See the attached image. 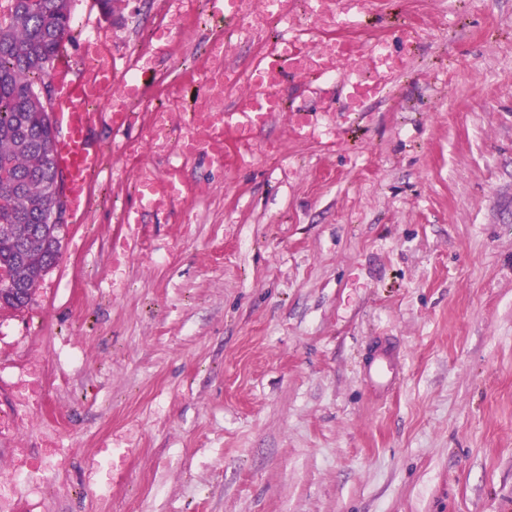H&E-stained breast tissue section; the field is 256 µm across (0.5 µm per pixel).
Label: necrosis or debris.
Returning a JSON list of instances; mask_svg holds the SVG:
<instances>
[{
	"label": "necrosis or debris",
	"mask_w": 512,
	"mask_h": 512,
	"mask_svg": "<svg viewBox=\"0 0 512 512\" xmlns=\"http://www.w3.org/2000/svg\"><path fill=\"white\" fill-rule=\"evenodd\" d=\"M372 6L373 0H283L282 11L296 34L271 38L265 28L274 16L266 11L265 0H240L238 33L251 47L252 57L246 75L225 68V91L234 94L240 109L248 112L252 109L248 90L262 83L270 107L288 111L294 120L301 118L303 107H285L278 93L282 78L289 76L307 80L309 90L319 96L330 85L342 86V111H363L368 101L382 97L398 79L410 74L425 23L422 14L411 13L394 32L382 31L371 24ZM23 370L27 379L18 394L29 416L23 422L0 417V430L12 433L16 440L10 457L0 460V483L18 482L37 467L25 438L37 428L49 397L43 356L30 352Z\"/></svg>",
	"instance_id": "4bbe7bcc"
}]
</instances>
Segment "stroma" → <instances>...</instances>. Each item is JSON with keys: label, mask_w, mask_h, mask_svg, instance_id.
Wrapping results in <instances>:
<instances>
[{"label": "stroma", "mask_w": 512, "mask_h": 512, "mask_svg": "<svg viewBox=\"0 0 512 512\" xmlns=\"http://www.w3.org/2000/svg\"><path fill=\"white\" fill-rule=\"evenodd\" d=\"M411 74L364 112L277 113L245 164L186 161L198 189L138 208L125 145L163 168L147 112H191L216 33L204 0H71L119 67L141 58L128 124L86 220L24 310L0 309V414L20 356L46 359L56 446L21 512H512V0H424ZM120 263H113V255ZM388 340L402 373L368 389ZM112 451L104 468L99 449Z\"/></svg>", "instance_id": "stroma-1"}]
</instances>
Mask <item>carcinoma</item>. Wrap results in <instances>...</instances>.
Instances as JSON below:
<instances>
[{"mask_svg":"<svg viewBox=\"0 0 512 512\" xmlns=\"http://www.w3.org/2000/svg\"><path fill=\"white\" fill-rule=\"evenodd\" d=\"M0 17V271L9 275L0 300L25 307L56 263L65 225L50 223V186L58 166L57 128L38 97L70 31V0H8Z\"/></svg>","mask_w":512,"mask_h":512,"instance_id":"obj_1","label":"carcinoma"}]
</instances>
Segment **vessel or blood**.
<instances>
[{
    "label": "vessel or blood",
    "instance_id": "1",
    "mask_svg": "<svg viewBox=\"0 0 512 512\" xmlns=\"http://www.w3.org/2000/svg\"><path fill=\"white\" fill-rule=\"evenodd\" d=\"M91 63L86 71L74 73L69 53L57 56L51 67V76L57 95L51 104L59 134L54 153L67 184L66 204L75 221H83L94 178L103 170V157L89 140V133L103 114L94 108V101L107 99L111 122L121 123L126 118L125 98L110 93L116 64L110 45L104 42L87 47ZM271 118L267 112H242L238 108L226 110L219 121L195 128L182 137L177 147L162 146L167 161L164 170L151 167L135 171L142 208L161 211L171 209L176 202L192 195L193 188L183 181L181 170L186 158L203 155L215 166L224 164V142L234 138L243 154H250L255 135Z\"/></svg>",
    "mask_w": 512,
    "mask_h": 512
}]
</instances>
